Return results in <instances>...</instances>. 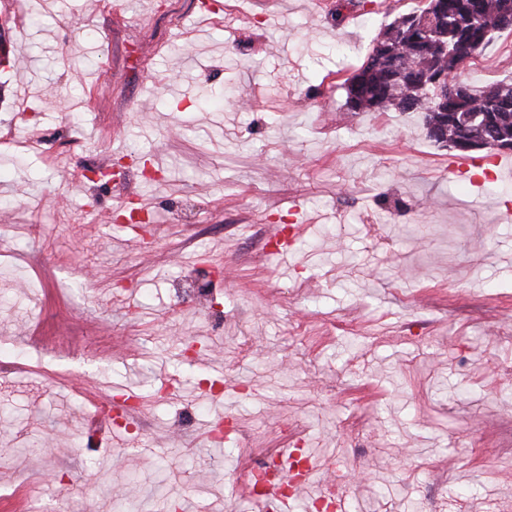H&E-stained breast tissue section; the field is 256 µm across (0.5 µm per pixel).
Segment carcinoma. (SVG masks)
Masks as SVG:
<instances>
[{"mask_svg":"<svg viewBox=\"0 0 512 512\" xmlns=\"http://www.w3.org/2000/svg\"><path fill=\"white\" fill-rule=\"evenodd\" d=\"M512 30V0H427L380 29L364 61L344 83L352 112H417L426 136L438 143L512 135V82L475 85L470 60L492 35ZM451 90L435 93L433 67Z\"/></svg>","mask_w":512,"mask_h":512,"instance_id":"cac0c4a2","label":"carcinoma"}]
</instances>
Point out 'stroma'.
<instances>
[{"label": "stroma", "instance_id": "35a3bbf8", "mask_svg": "<svg viewBox=\"0 0 512 512\" xmlns=\"http://www.w3.org/2000/svg\"><path fill=\"white\" fill-rule=\"evenodd\" d=\"M202 2L0 0V497L263 512L242 453L299 446L346 512H512V181L345 105L410 4Z\"/></svg>", "mask_w": 512, "mask_h": 512}]
</instances>
